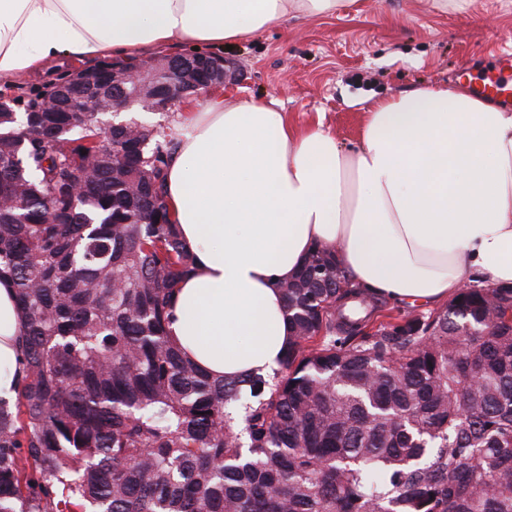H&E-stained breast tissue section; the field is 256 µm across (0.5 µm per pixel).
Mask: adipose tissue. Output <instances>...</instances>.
I'll list each match as a JSON object with an SVG mask.
<instances>
[{"mask_svg":"<svg viewBox=\"0 0 512 512\" xmlns=\"http://www.w3.org/2000/svg\"><path fill=\"white\" fill-rule=\"evenodd\" d=\"M356 0H0V89L59 59L244 41ZM166 192L193 270L168 334L213 376L279 368L280 283L314 247L365 295L437 306L464 283L512 284V113L442 86L369 108L357 145L291 126L275 102L211 92L180 115ZM25 321L0 283V396L15 397Z\"/></svg>","mask_w":512,"mask_h":512,"instance_id":"obj_1","label":"adipose tissue"}]
</instances>
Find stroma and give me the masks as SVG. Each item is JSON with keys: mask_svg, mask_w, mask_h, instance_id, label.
Returning a JSON list of instances; mask_svg holds the SVG:
<instances>
[{"mask_svg": "<svg viewBox=\"0 0 512 512\" xmlns=\"http://www.w3.org/2000/svg\"><path fill=\"white\" fill-rule=\"evenodd\" d=\"M355 11L291 19L224 52L237 80L227 98L277 100L289 121L321 126L344 147L359 139L364 115L402 92L465 87L467 70L488 78L494 56L512 47V0H357Z\"/></svg>", "mask_w": 512, "mask_h": 512, "instance_id": "1", "label": "stroma"}]
</instances>
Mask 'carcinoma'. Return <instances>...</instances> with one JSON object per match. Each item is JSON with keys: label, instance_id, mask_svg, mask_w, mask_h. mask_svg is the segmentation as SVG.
<instances>
[{"label": "carcinoma", "instance_id": "obj_1", "mask_svg": "<svg viewBox=\"0 0 512 512\" xmlns=\"http://www.w3.org/2000/svg\"><path fill=\"white\" fill-rule=\"evenodd\" d=\"M51 91L0 112V279L26 321L0 512H512L511 286L384 320L317 247L280 285L281 368L213 378L167 334L193 266L174 144L39 111Z\"/></svg>", "mask_w": 512, "mask_h": 512}]
</instances>
